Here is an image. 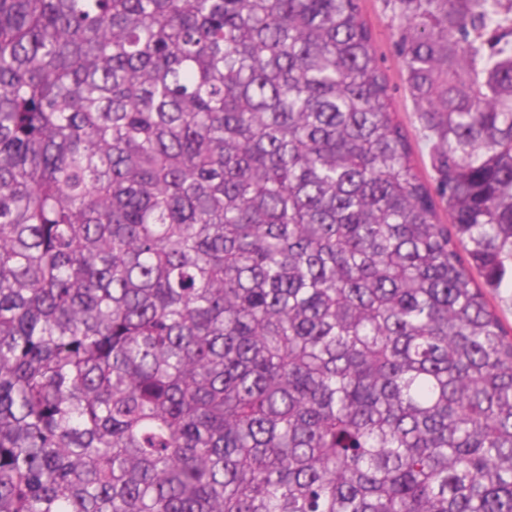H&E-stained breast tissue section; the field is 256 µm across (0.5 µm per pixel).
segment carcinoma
I'll return each instance as SVG.
<instances>
[{
  "instance_id": "carcinoma-1",
  "label": "carcinoma",
  "mask_w": 512,
  "mask_h": 512,
  "mask_svg": "<svg viewBox=\"0 0 512 512\" xmlns=\"http://www.w3.org/2000/svg\"><path fill=\"white\" fill-rule=\"evenodd\" d=\"M391 20L433 184L360 0H0V512H512V0Z\"/></svg>"
}]
</instances>
